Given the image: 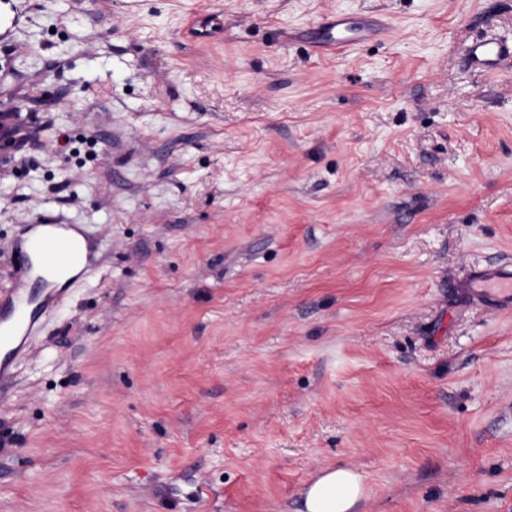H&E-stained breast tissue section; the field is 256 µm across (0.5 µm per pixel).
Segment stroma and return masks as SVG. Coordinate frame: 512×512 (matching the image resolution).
<instances>
[{
  "mask_svg": "<svg viewBox=\"0 0 512 512\" xmlns=\"http://www.w3.org/2000/svg\"><path fill=\"white\" fill-rule=\"evenodd\" d=\"M334 14L382 20L344 52ZM0 289L81 225L0 403V512H512V0H0ZM219 37L197 41L200 18ZM64 192H56L57 184ZM363 32V29L352 27L346 18L337 15L313 29L310 39L322 49L343 50L350 47L355 41L362 40ZM470 53L476 61L490 66L504 55L509 54L512 57V45L483 40L473 43L470 47ZM468 294L491 303L496 309L512 308V272L504 274L495 268L473 271L463 282ZM366 491L361 473L347 467L322 469L303 490L297 512H351Z\"/></svg>",
  "mask_w": 512,
  "mask_h": 512,
  "instance_id": "35a3bbf8",
  "label": "stroma"
}]
</instances>
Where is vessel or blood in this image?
I'll return each mask as SVG.
<instances>
[{
	"mask_svg": "<svg viewBox=\"0 0 512 512\" xmlns=\"http://www.w3.org/2000/svg\"><path fill=\"white\" fill-rule=\"evenodd\" d=\"M363 37L361 28L341 16L326 21L310 34L317 47L328 51L346 49ZM470 53L476 61L490 66L502 56L512 55V45L483 40L473 43ZM29 230L28 249L34 257L31 270L43 284L44 295L41 301H33L22 285L0 291V401L6 398L3 385L13 375L16 357L29 347L37 323L51 310L58 294L56 276L85 265L89 259L87 241L77 225L33 224ZM463 286L471 297L487 301L494 308H512V272L476 270Z\"/></svg>",
	"mask_w": 512,
	"mask_h": 512,
	"instance_id": "obj_1",
	"label": "vessel or blood"
}]
</instances>
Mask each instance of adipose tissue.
I'll return each mask as SVG.
<instances>
[{
    "label": "adipose tissue",
    "instance_id": "ef3b65f1",
    "mask_svg": "<svg viewBox=\"0 0 512 512\" xmlns=\"http://www.w3.org/2000/svg\"><path fill=\"white\" fill-rule=\"evenodd\" d=\"M365 494L361 473L347 467L322 469L302 492L301 512H353Z\"/></svg>",
    "mask_w": 512,
    "mask_h": 512
}]
</instances>
